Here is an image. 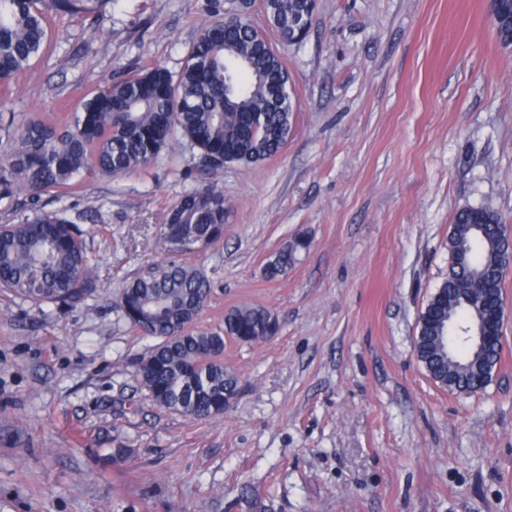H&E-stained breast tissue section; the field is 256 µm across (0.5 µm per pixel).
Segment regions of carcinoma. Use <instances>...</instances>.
Listing matches in <instances>:
<instances>
[{
  "label": "carcinoma",
  "mask_w": 512,
  "mask_h": 512,
  "mask_svg": "<svg viewBox=\"0 0 512 512\" xmlns=\"http://www.w3.org/2000/svg\"><path fill=\"white\" fill-rule=\"evenodd\" d=\"M108 0H0V87L7 88L50 47L48 10L95 13ZM505 20L501 41L512 39V0H500ZM314 0H265L266 15L285 44L295 43V25L314 13ZM288 72L281 55L234 17L203 26L190 43L177 74L154 66L106 80L87 95L69 121H30L18 129L0 162V201L24 194L34 199L72 187L84 174L119 177L148 168L169 143L182 137L199 149L200 167L218 174L224 163L253 164L277 155L293 127L288 98L278 94ZM257 121L258 132L250 130ZM230 214L224 194L210 181L183 195L167 211L161 236L172 257L148 265L149 273L119 293L124 316L158 343L139 363V377L160 407L199 420L224 416L238 378L224 366L225 340L254 344L276 335L278 321L261 307L242 304L224 315L223 326L201 329L199 314L210 296L205 273L179 248L192 228L218 241ZM486 231L471 225L468 210L456 215L448 234V279L419 318L416 356L441 386L473 394L485 388L499 351L479 347L460 328L476 322L472 306L456 292L479 293L502 276L508 256L507 225L485 210ZM75 222L63 211L33 209L16 223L0 224V288L35 303L83 298L92 265ZM294 239L276 252L265 275L288 272Z\"/></svg>",
  "instance_id": "carcinoma-1"
}]
</instances>
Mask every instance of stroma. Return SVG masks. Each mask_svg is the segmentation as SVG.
<instances>
[{
  "label": "stroma",
  "mask_w": 512,
  "mask_h": 512,
  "mask_svg": "<svg viewBox=\"0 0 512 512\" xmlns=\"http://www.w3.org/2000/svg\"><path fill=\"white\" fill-rule=\"evenodd\" d=\"M239 9L51 13L52 52L0 90V159L9 116H66L116 72L178 71L200 28ZM248 16L283 57L295 121L278 155L225 166L224 238L188 260L211 281L200 328L256 304L280 330L225 345L240 390L223 418L155 405L138 375L153 341L117 298L166 258L167 209L207 180L198 149L179 138L146 170L43 193L76 219L94 281L57 304L0 288V512H512V268L483 391L442 387L415 352L456 212L512 225V47L490 0H317L288 46L263 0ZM297 238L307 249L268 279ZM306 242L302 239H294L290 244L276 252L265 267V275L269 279H276L288 272L296 259L298 249L305 248Z\"/></svg>",
  "instance_id": "stroma-1"
}]
</instances>
